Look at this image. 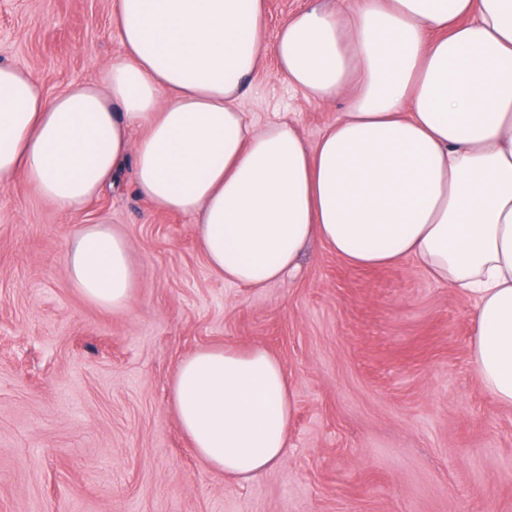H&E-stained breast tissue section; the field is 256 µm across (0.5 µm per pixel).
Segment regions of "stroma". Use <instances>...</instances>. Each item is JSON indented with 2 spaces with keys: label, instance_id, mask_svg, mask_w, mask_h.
I'll return each mask as SVG.
<instances>
[{
  "label": "stroma",
  "instance_id": "35a3bbf8",
  "mask_svg": "<svg viewBox=\"0 0 512 512\" xmlns=\"http://www.w3.org/2000/svg\"><path fill=\"white\" fill-rule=\"evenodd\" d=\"M113 0H0V63L47 96L96 80L122 51ZM274 59L240 107L315 143L345 97L306 100ZM118 228L130 310L67 279L86 224ZM476 301L412 260L361 269L324 246L263 288L209 273L189 216L156 211L131 168L77 213L23 180L0 188V512H512V406L471 358ZM265 348L294 392L288 455L249 481L195 453L173 373L203 347Z\"/></svg>",
  "mask_w": 512,
  "mask_h": 512
}]
</instances>
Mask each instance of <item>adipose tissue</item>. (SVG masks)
Listing matches in <instances>:
<instances>
[{"label":"adipose tissue","mask_w":512,"mask_h":512,"mask_svg":"<svg viewBox=\"0 0 512 512\" xmlns=\"http://www.w3.org/2000/svg\"><path fill=\"white\" fill-rule=\"evenodd\" d=\"M266 11L114 0L122 54L52 98L0 65V187L24 178L74 213L132 161L142 197L193 218L208 271L247 288L280 279L312 243L357 267L415 260L475 298V370L512 405V0H308L272 40ZM270 55L306 99L346 97L316 144L241 112ZM65 274L98 306L133 301L129 244L109 225L74 235ZM171 393L213 469L247 480L287 455L293 397L266 350L200 349Z\"/></svg>","instance_id":"1"}]
</instances>
